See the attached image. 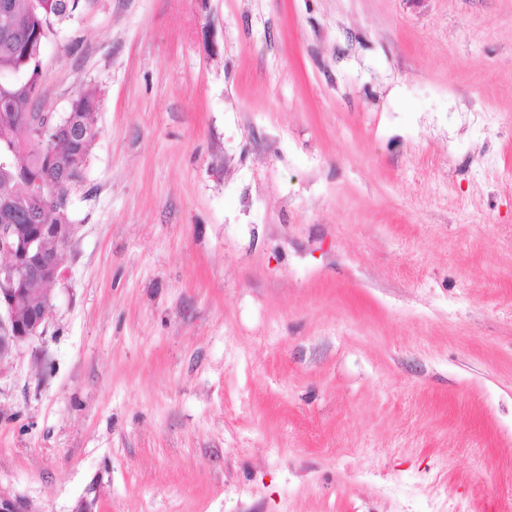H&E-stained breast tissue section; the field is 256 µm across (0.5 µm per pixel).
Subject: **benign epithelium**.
<instances>
[{
    "label": "benign epithelium",
    "mask_w": 512,
    "mask_h": 512,
    "mask_svg": "<svg viewBox=\"0 0 512 512\" xmlns=\"http://www.w3.org/2000/svg\"><path fill=\"white\" fill-rule=\"evenodd\" d=\"M59 242L57 252L47 256L38 247L19 245L22 225L0 224V360L15 348L43 333L50 307L49 285L61 276V252L72 240L73 224L45 225ZM37 281L35 288H23Z\"/></svg>",
    "instance_id": "1"
}]
</instances>
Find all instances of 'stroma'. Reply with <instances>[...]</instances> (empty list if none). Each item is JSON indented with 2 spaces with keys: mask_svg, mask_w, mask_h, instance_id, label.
<instances>
[{
  "mask_svg": "<svg viewBox=\"0 0 512 512\" xmlns=\"http://www.w3.org/2000/svg\"><path fill=\"white\" fill-rule=\"evenodd\" d=\"M98 136L0 362L23 512H512V0H81Z\"/></svg>",
  "mask_w": 512,
  "mask_h": 512,
  "instance_id": "1",
  "label": "stroma"
}]
</instances>
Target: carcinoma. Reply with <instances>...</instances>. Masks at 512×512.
I'll return each instance as SVG.
<instances>
[{
	"instance_id": "1",
	"label": "carcinoma",
	"mask_w": 512,
	"mask_h": 512,
	"mask_svg": "<svg viewBox=\"0 0 512 512\" xmlns=\"http://www.w3.org/2000/svg\"><path fill=\"white\" fill-rule=\"evenodd\" d=\"M10 3L15 32L0 33V224H69L62 201L83 178L84 130L98 133L95 94L79 92L40 140L25 116L37 109L45 44L80 0Z\"/></svg>"
}]
</instances>
